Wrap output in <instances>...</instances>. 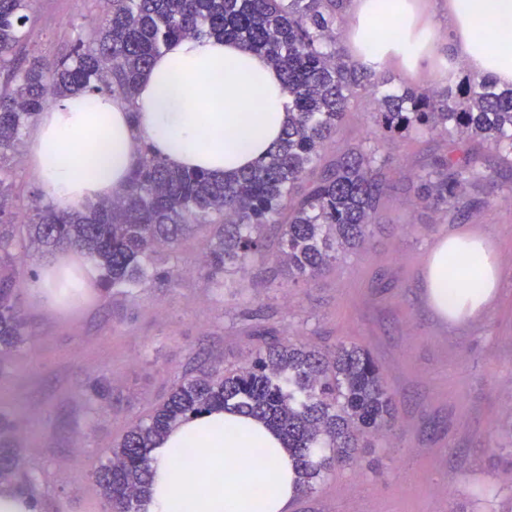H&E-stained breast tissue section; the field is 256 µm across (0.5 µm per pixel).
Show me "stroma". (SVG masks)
<instances>
[{
  "label": "stroma",
  "instance_id": "1",
  "mask_svg": "<svg viewBox=\"0 0 512 512\" xmlns=\"http://www.w3.org/2000/svg\"><path fill=\"white\" fill-rule=\"evenodd\" d=\"M106 8V0H30L27 52L68 53ZM373 112L371 98L359 100L326 158L364 140ZM457 147L477 155L492 181L475 187L465 208L416 201L414 176ZM387 151L388 190L367 241L306 286L289 287L267 255L251 263L245 295L212 288L197 266L212 240L207 224L171 257L175 286L127 300L99 294L68 316L31 293L42 254L17 264L33 338L0 358V409L14 415L22 462L41 478V512H104L90 475L128 423L185 373L238 367L264 336L369 351L395 402L383 440L299 493L288 512H512V164L489 143L454 134L407 136ZM457 235L483 238L502 275L482 312L453 323L433 312L422 284L434 247ZM98 383L107 392L95 407Z\"/></svg>",
  "mask_w": 512,
  "mask_h": 512
}]
</instances>
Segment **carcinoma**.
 <instances>
[{"label":"carcinoma","mask_w":512,"mask_h":512,"mask_svg":"<svg viewBox=\"0 0 512 512\" xmlns=\"http://www.w3.org/2000/svg\"><path fill=\"white\" fill-rule=\"evenodd\" d=\"M98 34L77 35L56 58L19 57L34 38L29 0H0V354L32 337L13 270L28 248L83 254L101 291L131 296L148 284L172 285L169 257L194 229L214 227L202 264L212 287L240 295L252 258L266 248L263 228H280L275 261L288 281L307 283L362 244L388 189L385 146L415 134L454 133L512 155V87L469 76L440 95L389 88L345 53L336 18L346 0H109ZM218 36L264 54L282 74L293 112L280 142L234 177L173 168L146 146L122 195L61 208L38 196L27 216L15 209L14 175L24 131L40 112L76 91L133 97L142 72L169 42ZM375 103L369 137L321 163L326 144L363 97ZM489 179L455 150L415 176L418 201L455 206ZM224 406L282 436L300 488L310 492L339 463L357 459L360 440L391 424L394 400L381 368L363 348L333 351L265 336L248 364L220 373L198 369L130 425L93 472L106 512H145L150 452L173 425ZM14 421L0 410V487L34 493L37 476L22 464Z\"/></svg>","instance_id":"cac0c4a2"}]
</instances>
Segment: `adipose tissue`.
<instances>
[{"mask_svg": "<svg viewBox=\"0 0 512 512\" xmlns=\"http://www.w3.org/2000/svg\"><path fill=\"white\" fill-rule=\"evenodd\" d=\"M418 0H352L347 31L353 55L378 69L397 63L411 76L432 59L447 79L459 65L512 85V0H448L451 37L440 53ZM277 70L236 41L181 38L139 79L133 98L78 92L54 102L29 137L27 163L42 192L65 208L125 192L144 146L170 166L233 176L267 156L289 120ZM75 258L58 251L41 263L32 290L52 311H68L60 277ZM501 269L476 237L443 239L425 274L434 310L456 322L481 312ZM260 466H240V451ZM147 512H286L297 472L281 437L253 417L214 408L173 427L151 452Z\"/></svg>", "mask_w": 512, "mask_h": 512, "instance_id": "ef3b65f1", "label": "adipose tissue"}]
</instances>
